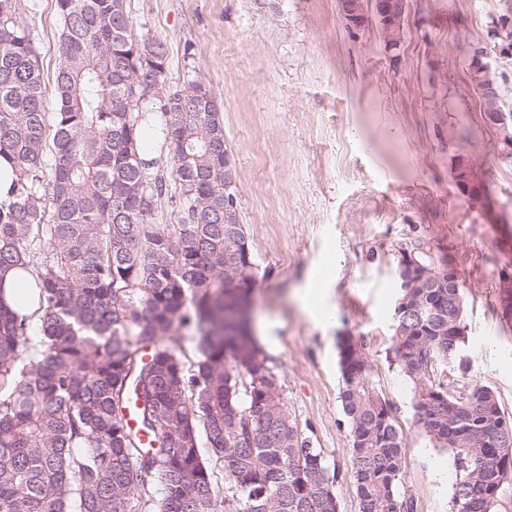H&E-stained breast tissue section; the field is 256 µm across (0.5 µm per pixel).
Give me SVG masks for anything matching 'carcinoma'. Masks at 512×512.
Instances as JSON below:
<instances>
[{"label":"carcinoma","instance_id":"1","mask_svg":"<svg viewBox=\"0 0 512 512\" xmlns=\"http://www.w3.org/2000/svg\"><path fill=\"white\" fill-rule=\"evenodd\" d=\"M61 61L47 111L39 57L18 0H0V159L14 179L0 202V273L37 279L40 352L29 319L0 303V512H339L321 451L301 437L255 339L224 333L225 297L256 288L240 265L244 225L224 223V122L213 97L156 95L167 50L134 34L124 0H56ZM164 136L178 182L174 221L143 153ZM51 208H46V200ZM37 238L51 246L39 258ZM409 248L448 264L430 242ZM238 280L243 288H230ZM394 362L456 481L449 512H490L512 475V416L485 385L444 383L468 343L461 289L434 277L403 288ZM194 328V361L168 339ZM359 512H415L400 490L405 440L373 384L363 345L339 343ZM132 413L136 426L126 420ZM224 471V499L200 448Z\"/></svg>","mask_w":512,"mask_h":512}]
</instances>
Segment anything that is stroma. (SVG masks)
<instances>
[{
	"instance_id": "obj_1",
	"label": "stroma",
	"mask_w": 512,
	"mask_h": 512,
	"mask_svg": "<svg viewBox=\"0 0 512 512\" xmlns=\"http://www.w3.org/2000/svg\"><path fill=\"white\" fill-rule=\"evenodd\" d=\"M347 27L339 0H127L135 34L164 41L163 86L201 80L217 96L232 151L239 212L260 272L255 337L278 375L302 436L322 451L339 512H358L349 480L339 340L358 339L374 384L407 447L402 492L415 512H449L445 449L434 447L394 362L401 245L429 240L455 258L469 338L467 363L442 373L455 386L491 387L512 414V321L502 315L498 261L512 251V164L483 122L467 45L487 42L502 0H406L404 37L385 45L372 5ZM45 85L60 61L55 0H19ZM468 159L491 197L455 183ZM311 289L328 322L302 312Z\"/></svg>"
}]
</instances>
